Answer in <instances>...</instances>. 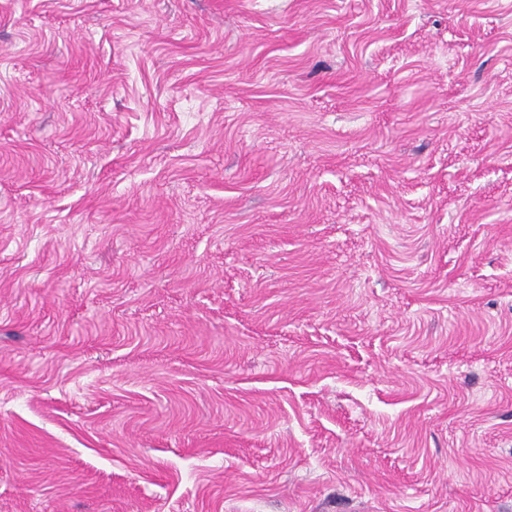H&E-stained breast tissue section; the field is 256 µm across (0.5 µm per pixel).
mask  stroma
I'll use <instances>...</instances> for the list:
<instances>
[{
    "label": "stroma",
    "mask_w": 512,
    "mask_h": 512,
    "mask_svg": "<svg viewBox=\"0 0 512 512\" xmlns=\"http://www.w3.org/2000/svg\"><path fill=\"white\" fill-rule=\"evenodd\" d=\"M0 512H512V0H0Z\"/></svg>",
    "instance_id": "1"
}]
</instances>
